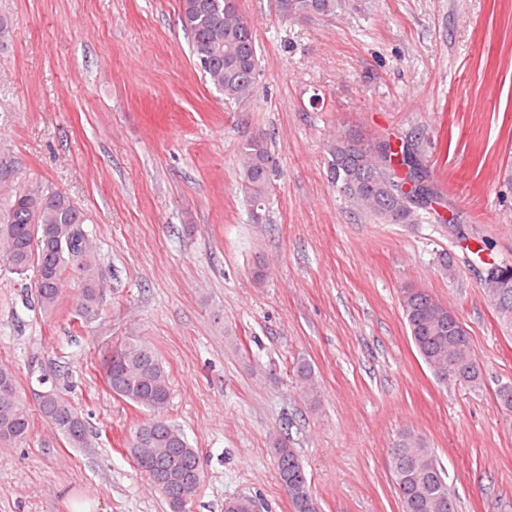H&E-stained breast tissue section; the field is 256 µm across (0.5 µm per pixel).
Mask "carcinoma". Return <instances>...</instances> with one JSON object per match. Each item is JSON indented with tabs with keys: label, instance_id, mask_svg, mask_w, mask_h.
I'll use <instances>...</instances> for the list:
<instances>
[{
	"label": "carcinoma",
	"instance_id": "obj_1",
	"mask_svg": "<svg viewBox=\"0 0 512 512\" xmlns=\"http://www.w3.org/2000/svg\"><path fill=\"white\" fill-rule=\"evenodd\" d=\"M351 0H277L285 17L333 16ZM180 22L191 52L208 82L227 104L240 105L258 93V59L253 28L237 0H180ZM327 174L353 214H368L381 224H414L422 211L442 221L436 206L442 199L422 162L417 143L395 146L355 134L336 137L325 146ZM239 181L254 221L263 218L276 167L264 136L239 145ZM88 217L73 199L39 186L0 184V265L23 279L35 272V298L52 315L65 300L80 323L101 314L104 274L86 228ZM508 280L491 289L501 323L512 330V265L495 264ZM403 318L414 346L440 382L453 365L458 383L476 386L482 373L469 333L459 317L423 288L407 287L401 295ZM104 381L113 396L145 411L124 447L138 469L167 500L171 512H191L204 481V462L184 432L167 415L171 400L169 374L157 350L140 336H126L104 353ZM295 376L309 396L317 394L312 365L301 359ZM496 398L512 415V382L499 385ZM39 411L69 448H87L90 430L83 414L57 388L39 394ZM33 422L14 371L0 365V445L28 441ZM279 483L294 512H318L304 465L286 441L275 443ZM389 469L402 512H455L447 475L434 449L418 434L404 431L389 456ZM224 512H259L248 494L224 500Z\"/></svg>",
	"mask_w": 512,
	"mask_h": 512
}]
</instances>
